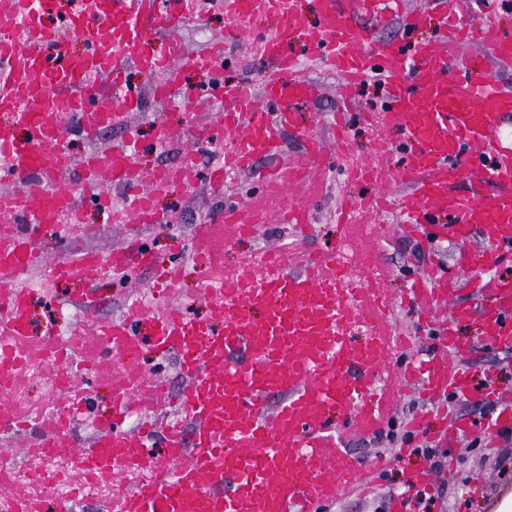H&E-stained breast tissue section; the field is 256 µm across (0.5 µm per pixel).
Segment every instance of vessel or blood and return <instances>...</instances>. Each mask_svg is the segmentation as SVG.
<instances>
[{
  "instance_id": "vessel-or-blood-1",
  "label": "vessel or blood",
  "mask_w": 512,
  "mask_h": 512,
  "mask_svg": "<svg viewBox=\"0 0 512 512\" xmlns=\"http://www.w3.org/2000/svg\"><path fill=\"white\" fill-rule=\"evenodd\" d=\"M34 0H0V217L19 219L23 227L0 233V348L18 356H43L55 348L28 344L29 315L37 294L23 284L24 276L40 266L33 234L44 224H71L81 233L82 208L71 191L58 187L59 171L70 165L63 119L76 121L84 135L101 128L126 127L122 144L106 153H92L80 163L88 182L108 170L126 201L125 216L133 224H157L153 198L180 183V170L155 174L149 188L132 165L136 145L128 129L127 108L138 100V86L124 82L123 70L135 65L153 76L158 99L172 96L188 69H214L224 56L223 42L189 54L179 41L169 53L149 48L147 29L176 32L186 20L183 0H64L61 8L33 16ZM319 19L315 35L308 20L284 0H224L225 11L238 18L272 13L276 28L259 33L247 27L234 31L239 42L258 44L261 56L281 70L294 68L301 58L326 61L344 84L382 73L387 83L386 106L378 118L408 150L394 172L395 180L411 187L414 207L410 230H444L465 241L479 233L482 247L470 250L464 264L470 281L487 295L483 310V339L512 347V280L490 279V266L512 262V149L504 147L501 131L512 114V93L502 90L491 75H478L461 62L458 50L475 43L499 65H512V33L494 20L474 23L446 9L443 39L434 46L377 39L372 24L399 17L403 28L417 22L416 12L403 0H310ZM369 25H362V18ZM86 46L83 55L70 56L66 35ZM99 88L95 104H87V88ZM211 95L224 104L213 113L202 135L213 141L237 134L235 149L226 154L223 169L209 172L217 183L225 171L243 168L253 160L274 155L278 125H294L292 103L316 98L319 87L304 78L267 79L259 87L215 82ZM280 114L269 123L255 109L257 100ZM28 131L19 139L17 127ZM318 146L292 163L287 171L268 170L269 181L302 184L319 168ZM369 186L364 206L381 209L385 193L377 173H357ZM261 215L247 206L226 207L220 217L232 237L243 236L260 223ZM130 260L126 251L101 258L94 251L77 258H59L50 267L53 279L75 274L92 276L104 265L119 269ZM458 278L452 271L431 270L416 279L411 305L424 317L447 311L439 325L440 353L421 365H406L405 382H422L429 393L454 390L469 393V379L451 371L448 354L466 350L454 326L469 319L468 305H449ZM208 314L200 320L167 313L147 316L141 311L108 321L99 329L101 341L127 361L126 373L109 386L115 415L102 423L88 443L77 444L74 429L59 421L42 433L33 453L68 452L78 476L116 478L117 463L133 468L152 464L153 479L119 495L120 512H321L342 488L363 482L359 459L335 447V430L326 418L336 407L348 425L363 433L382 424L383 394L373 381L386 367L391 351L406 348L409 339L385 332L392 300L373 284L348 279L333 255H310L300 271L277 263L260 274H246L215 286L205 282ZM261 311L253 319L252 311ZM373 322L368 340H354L358 320ZM148 330L162 352L180 358L185 387L172 401L194 422L192 432L182 425L157 429H122L132 394L129 380L138 366L140 332ZM247 361H236L238 351ZM160 437L162 459H152L153 437Z\"/></svg>"
}]
</instances>
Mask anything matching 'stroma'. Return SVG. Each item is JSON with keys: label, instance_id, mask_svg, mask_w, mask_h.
<instances>
[{"label": "stroma", "instance_id": "35a3bbf8", "mask_svg": "<svg viewBox=\"0 0 512 512\" xmlns=\"http://www.w3.org/2000/svg\"><path fill=\"white\" fill-rule=\"evenodd\" d=\"M412 7L423 13L422 21L413 32H403L399 22H391L378 29V36L404 38L409 45L433 43L440 39L439 7L431 0H408ZM190 17L180 31V39L189 53L206 50L213 40L224 34L232 23L231 17L212 7L210 0H192ZM298 71L322 87V93L313 101L301 102L294 110L309 130L308 137H301L295 130L282 129V151L277 158H261L245 170L229 174L223 189H213L205 178L206 172L215 167L212 149L193 150L192 140L208 121L209 113L219 111V100L207 98L213 84L210 74L188 72L183 85L197 96L189 107H181V93H174L172 101L163 102L151 92L152 82L133 67L127 68L130 84L141 86L143 93L130 113L132 123L140 127V145L134 162L144 179L169 166L182 167V182L165 195L159 196L155 205L163 217L160 224L139 228L116 219L115 212L122 206L123 194L112 184L110 175H103L102 188L112 198V207L103 211L86 207L88 224L94 225L93 236H71L66 225L41 228L35 244L44 263L33 272L34 284L47 292L46 299L32 313V336L42 341L55 332V310L68 302L77 306L83 319L77 330L82 334L79 356L87 372L78 376L74 390L86 398L92 414L107 411L112 406V395L107 382L116 375L112 358L101 355L96 340L100 322L124 317L138 299L154 291L153 268L179 265L182 270L184 302L195 305L196 316H203L205 307L198 299V291L206 278L214 273L236 275L254 272L253 255L261 250H278L282 260L293 268H301L306 252H332L351 245V273L363 274V262L373 258L376 262L374 282L393 297H401L412 278L432 263L449 267L456 274H463V255L468 248L476 247L478 237L469 242L435 239L422 235L408 237L399 230V221L409 208L412 190L397 182L394 172L400 162L399 152L392 150L394 135L367 122L362 117L364 109L380 108L383 99L374 88L356 86L349 93H342L335 72L316 59L301 61ZM276 69L262 59L257 45H231L224 59L225 79L258 84L274 75ZM351 102L347 116L348 144L337 150L334 142L333 116L343 102ZM177 112L173 135L168 144L154 145L156 116ZM317 141L321 148L323 169L314 182L302 188H273L261 181L260 175L270 167L287 170L294 158L304 154L310 141ZM371 166L380 174V184L389 194L390 206L386 212L364 211L349 229H341L333 213L341 197L365 196V186L356 183L358 168ZM235 198L258 208L264 218L252 236L240 239L233 246H225V233L215 227L216 218L224 209V201ZM305 202L310 211L312 230L308 238L298 240L291 225L280 223L281 210L289 200ZM212 225L209 241L213 253L211 266H198L191 257L190 247L203 225ZM141 235L150 253V265L131 261L121 270L104 267L102 273L88 280L80 276L53 283L48 278L50 264L61 257L77 258L81 252L97 251L103 254L120 247L132 235ZM458 303L472 306V320L456 327L458 339L467 344L464 363L468 367L473 391L469 397H448L440 404L428 400L418 389L395 385L392 395L393 415H401L403 406L415 402L416 415L427 418V427L415 432V444H428L446 453L445 466L434 475L428 488H421L416 481L419 472L429 469V462L413 454L407 447L373 437H363L350 431L338 434L342 450L357 456L368 473L376 475L377 490L369 496L346 492L329 505L325 512H395L396 504H403V512H496L502 499L512 494V478H500L502 467H512V440L490 437L480 410L488 399L499 405L512 404V348H492L482 341V301L472 289L459 291ZM140 372L131 384L137 399L148 402L154 381L168 384L171 391L183 385L177 355L159 357L152 342H145L139 360ZM22 400L13 403V410L24 416L28 429L21 434L0 430V457L15 462L24 459L25 448L31 447L39 435L47 431L52 421L47 416L49 396L27 376L17 378ZM447 408L449 421L458 423V438L447 439L439 433L436 413ZM427 490L432 503L429 508L416 506L420 490Z\"/></svg>", "mask_w": 512, "mask_h": 512}]
</instances>
